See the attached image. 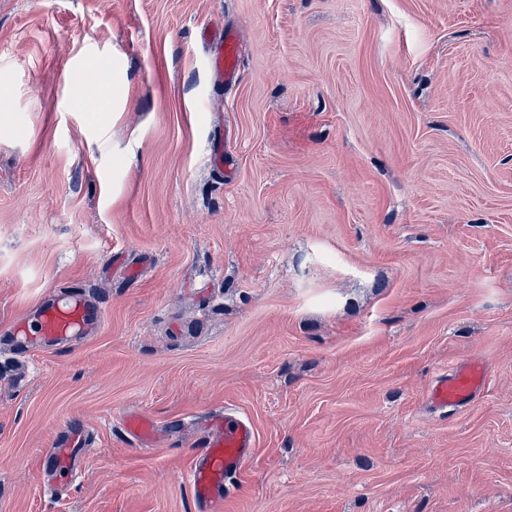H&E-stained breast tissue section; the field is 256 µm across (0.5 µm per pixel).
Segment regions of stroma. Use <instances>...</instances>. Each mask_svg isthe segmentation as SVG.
<instances>
[{
  "mask_svg": "<svg viewBox=\"0 0 512 512\" xmlns=\"http://www.w3.org/2000/svg\"><path fill=\"white\" fill-rule=\"evenodd\" d=\"M74 291L100 328L22 353ZM466 358L483 395L433 412ZM228 408L224 512H512V0H0V512H201ZM203 39L216 42L218 52L213 56L212 66L217 75L226 83L235 82L238 78V38L235 34L224 31L220 33L203 31ZM488 374L482 360L463 359L439 373L428 387L427 404L443 413L470 405L483 393ZM256 428L247 417L232 409L216 419L203 441L206 452L190 465L187 479L193 496L204 512H223L229 482L254 453ZM126 430L143 441H151L154 437L153 421L144 414L130 415L124 422ZM90 435L84 428L72 432L60 447L49 457L48 466L54 471H68V478L72 479L77 474L76 467L72 466L74 457L79 456L82 448H85Z\"/></svg>",
  "mask_w": 512,
  "mask_h": 512,
  "instance_id": "stroma-1",
  "label": "stroma"
}]
</instances>
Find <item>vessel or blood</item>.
Returning a JSON list of instances; mask_svg holds the SVG:
<instances>
[{"instance_id":"b4317fda","label":"vessel or blood","mask_w":512,"mask_h":512,"mask_svg":"<svg viewBox=\"0 0 512 512\" xmlns=\"http://www.w3.org/2000/svg\"><path fill=\"white\" fill-rule=\"evenodd\" d=\"M203 38L219 46L212 59L214 71L224 82H235L239 64L237 36L228 31L218 34L207 31ZM92 320L93 313L88 300L82 294L75 293L68 300L43 305L36 325L22 322L17 325L16 331L18 335L52 345L82 335ZM487 374L488 368L484 361L461 360L453 368L435 377L427 390L426 402L431 408L443 413L451 408L470 405L482 394ZM124 426L129 433L143 441H151L154 437V424L146 415L128 416ZM89 439L86 430L72 432L49 457V468L76 476L74 459ZM256 443L253 422L234 410H225L223 416L212 423L203 441L205 452L195 458L187 474L193 496L203 512H223L229 483L254 453Z\"/></svg>"}]
</instances>
